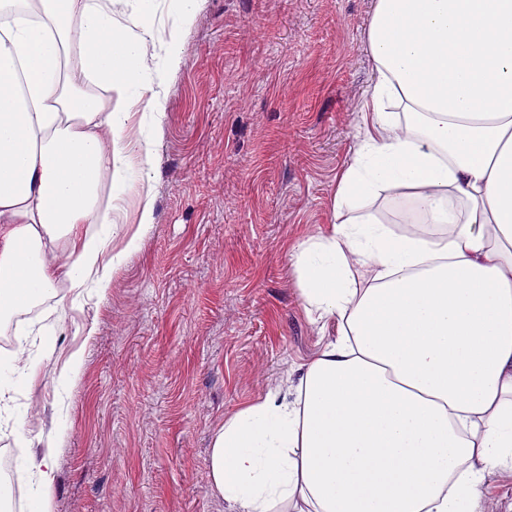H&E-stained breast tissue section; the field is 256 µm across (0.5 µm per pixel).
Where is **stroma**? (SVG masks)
Returning <instances> with one entry per match:
<instances>
[{
    "label": "stroma",
    "instance_id": "stroma-1",
    "mask_svg": "<svg viewBox=\"0 0 512 512\" xmlns=\"http://www.w3.org/2000/svg\"><path fill=\"white\" fill-rule=\"evenodd\" d=\"M374 0H203L181 26L153 0L161 74L151 137L154 223L105 295L45 298L25 321L27 379L0 406V449L30 484L52 466V512H232L209 485L215 430L275 392L340 324L308 313L294 266L326 234L336 177L363 135ZM179 35L177 69L164 47ZM82 352L76 381L58 375Z\"/></svg>",
    "mask_w": 512,
    "mask_h": 512
}]
</instances>
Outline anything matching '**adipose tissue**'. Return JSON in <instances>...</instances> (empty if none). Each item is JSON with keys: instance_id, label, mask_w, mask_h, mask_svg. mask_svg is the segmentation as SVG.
<instances>
[{"instance_id": "obj_1", "label": "adipose tissue", "mask_w": 512, "mask_h": 512, "mask_svg": "<svg viewBox=\"0 0 512 512\" xmlns=\"http://www.w3.org/2000/svg\"><path fill=\"white\" fill-rule=\"evenodd\" d=\"M139 2L123 23L107 0H0L1 336L57 283L106 290L153 224L149 189L132 233L101 202L152 156L124 138L127 102L161 107ZM367 43L364 134L330 233L295 261L341 336L295 401L270 395L214 432L211 486L234 512H474L512 468V0H375ZM388 189L440 232L346 217Z\"/></svg>"}]
</instances>
